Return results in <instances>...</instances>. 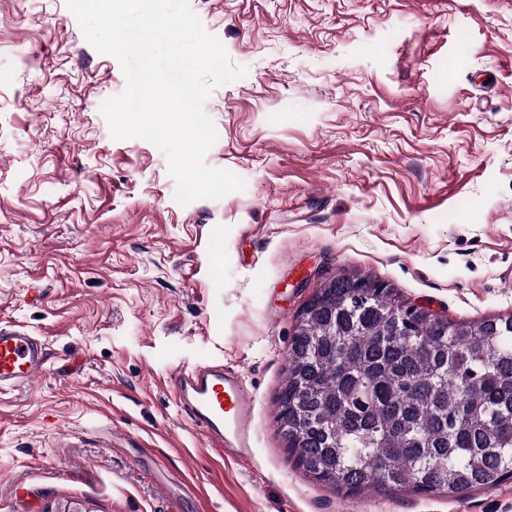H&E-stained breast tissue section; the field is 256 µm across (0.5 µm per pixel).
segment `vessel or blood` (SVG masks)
Returning a JSON list of instances; mask_svg holds the SVG:
<instances>
[{"instance_id":"1","label":"vessel or blood","mask_w":512,"mask_h":512,"mask_svg":"<svg viewBox=\"0 0 512 512\" xmlns=\"http://www.w3.org/2000/svg\"><path fill=\"white\" fill-rule=\"evenodd\" d=\"M44 342L30 333L0 326V389L30 385L47 369ZM176 400L212 450L232 458L251 453L254 400L238 375L223 366L177 372Z\"/></svg>"}]
</instances>
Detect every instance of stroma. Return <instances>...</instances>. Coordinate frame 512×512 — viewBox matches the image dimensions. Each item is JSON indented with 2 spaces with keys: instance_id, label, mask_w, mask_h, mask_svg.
<instances>
[{
  "instance_id": "35a3bbf8",
  "label": "stroma",
  "mask_w": 512,
  "mask_h": 512,
  "mask_svg": "<svg viewBox=\"0 0 512 512\" xmlns=\"http://www.w3.org/2000/svg\"><path fill=\"white\" fill-rule=\"evenodd\" d=\"M189 3L247 70L205 102V162L246 186L183 206L160 149L112 137L126 77L65 0H0V326L48 350L0 390V512H512V479L332 492L276 424L322 276L512 315V0ZM198 364L253 394L249 458L181 414L173 377Z\"/></svg>"
}]
</instances>
